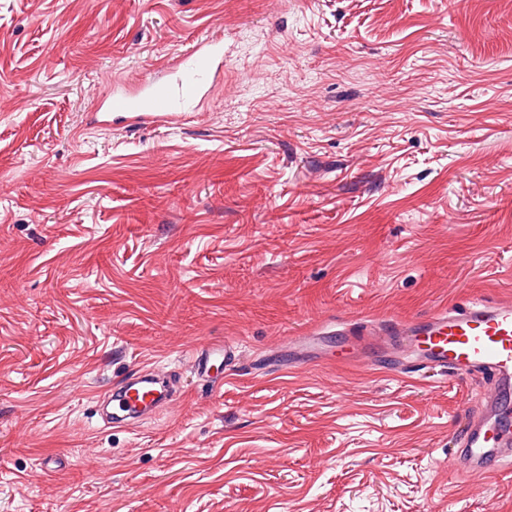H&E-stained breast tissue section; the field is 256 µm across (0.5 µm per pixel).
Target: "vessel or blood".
Listing matches in <instances>:
<instances>
[{
  "label": "vessel or blood",
  "mask_w": 512,
  "mask_h": 512,
  "mask_svg": "<svg viewBox=\"0 0 512 512\" xmlns=\"http://www.w3.org/2000/svg\"><path fill=\"white\" fill-rule=\"evenodd\" d=\"M181 76L163 84L144 79L133 91L113 89L107 111L139 125L171 122L184 108L203 99L210 79L224 70L221 38L206 36L191 54L180 60ZM347 337L353 348H378L423 368H440L470 376L488 375L490 386L470 417L452 458L454 471H473L490 477L500 474L503 460L512 454V302L476 300L405 321H341L292 339L304 347L323 336ZM240 356L237 342H211L196 348L191 368L214 387L223 380L213 374L216 361L232 364ZM159 373L143 370L121 383L114 397L111 421L133 425L164 406L168 394L157 390Z\"/></svg>",
  "instance_id": "obj_1"
}]
</instances>
